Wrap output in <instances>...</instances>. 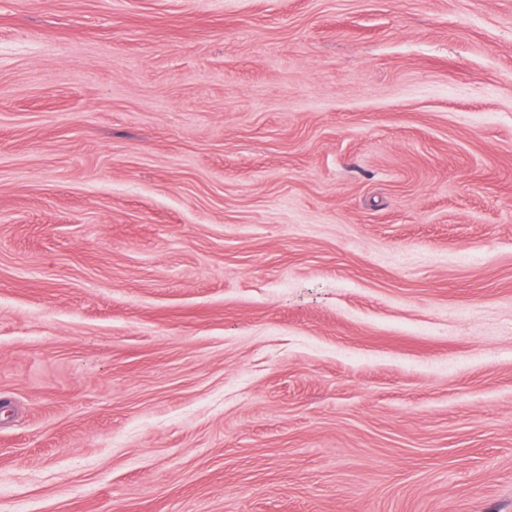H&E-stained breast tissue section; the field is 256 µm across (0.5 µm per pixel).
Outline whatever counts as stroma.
<instances>
[{"mask_svg": "<svg viewBox=\"0 0 512 512\" xmlns=\"http://www.w3.org/2000/svg\"><path fill=\"white\" fill-rule=\"evenodd\" d=\"M512 512V0H0V512Z\"/></svg>", "mask_w": 512, "mask_h": 512, "instance_id": "obj_1", "label": "stroma"}]
</instances>
